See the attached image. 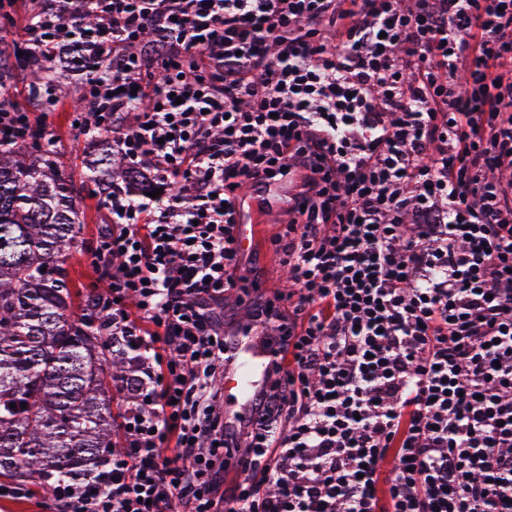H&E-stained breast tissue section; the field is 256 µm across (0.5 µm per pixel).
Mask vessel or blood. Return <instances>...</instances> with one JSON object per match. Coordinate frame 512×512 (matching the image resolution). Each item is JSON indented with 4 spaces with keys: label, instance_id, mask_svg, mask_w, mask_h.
Masks as SVG:
<instances>
[{
    "label": "vessel or blood",
    "instance_id": "obj_1",
    "mask_svg": "<svg viewBox=\"0 0 512 512\" xmlns=\"http://www.w3.org/2000/svg\"><path fill=\"white\" fill-rule=\"evenodd\" d=\"M235 236L241 252L257 250L261 229L256 218L239 215ZM224 331V423L227 429L241 433L256 397L271 380L276 354L261 321L236 318Z\"/></svg>",
    "mask_w": 512,
    "mask_h": 512
}]
</instances>
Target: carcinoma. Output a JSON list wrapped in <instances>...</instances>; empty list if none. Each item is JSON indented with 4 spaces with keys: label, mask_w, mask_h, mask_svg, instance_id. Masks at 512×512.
<instances>
[{
    "label": "carcinoma",
    "mask_w": 512,
    "mask_h": 512,
    "mask_svg": "<svg viewBox=\"0 0 512 512\" xmlns=\"http://www.w3.org/2000/svg\"><path fill=\"white\" fill-rule=\"evenodd\" d=\"M90 169L126 177L108 150ZM79 198L52 152L0 145V475L44 487L84 477L112 452L109 384L126 377L93 303L72 311Z\"/></svg>",
    "instance_id": "obj_1"
}]
</instances>
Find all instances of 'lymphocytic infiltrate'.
Instances as JSON below:
<instances>
[{"instance_id":"f902f5d3","label":"lymphocytic infiltrate","mask_w":512,"mask_h":512,"mask_svg":"<svg viewBox=\"0 0 512 512\" xmlns=\"http://www.w3.org/2000/svg\"><path fill=\"white\" fill-rule=\"evenodd\" d=\"M23 21L98 69L113 179L91 264L133 366L121 449L63 512H512V0H79ZM0 91V142L45 139ZM305 173L271 244L287 356L224 488L238 190Z\"/></svg>"}]
</instances>
